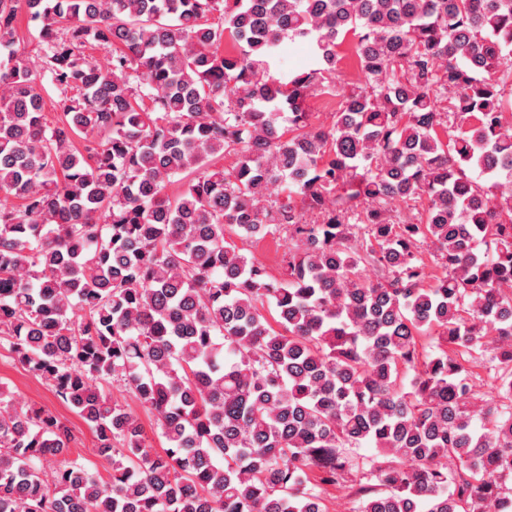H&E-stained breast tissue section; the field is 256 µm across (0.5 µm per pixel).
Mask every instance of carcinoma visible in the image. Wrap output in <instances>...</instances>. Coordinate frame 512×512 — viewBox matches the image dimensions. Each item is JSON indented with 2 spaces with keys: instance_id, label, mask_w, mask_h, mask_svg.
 I'll return each mask as SVG.
<instances>
[{
  "instance_id": "cac0c4a2",
  "label": "carcinoma",
  "mask_w": 512,
  "mask_h": 512,
  "mask_svg": "<svg viewBox=\"0 0 512 512\" xmlns=\"http://www.w3.org/2000/svg\"><path fill=\"white\" fill-rule=\"evenodd\" d=\"M287 40L318 67L283 82ZM324 94L340 106L315 127ZM0 193V340L108 472L1 384L0 512H326L322 484L359 512H512V0H0ZM234 235L288 241L283 277ZM20 51L28 58L34 70L43 72L45 51L38 38V27L22 17L19 24ZM341 55L342 59L339 63V75L342 83H345L348 86L360 83L362 80V74L357 68L351 48L345 45L342 48ZM339 97L323 96L310 102L311 121L316 126L329 127L332 122V114L339 107ZM470 372L471 384L477 394L491 391L495 384L493 379L494 372L489 370L488 363L471 364ZM112 397L118 400L125 408L132 412L140 422L144 425L147 435L154 448L158 451H162V448H166V442L164 438L159 435V432L155 426L154 416L151 411L142 403H140L132 394L128 392H118L114 390Z\"/></svg>"
}]
</instances>
